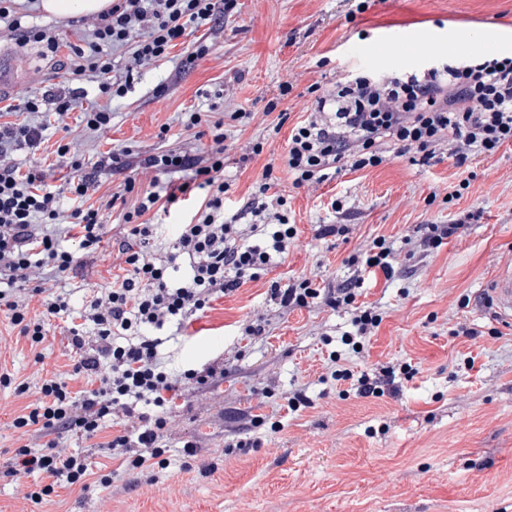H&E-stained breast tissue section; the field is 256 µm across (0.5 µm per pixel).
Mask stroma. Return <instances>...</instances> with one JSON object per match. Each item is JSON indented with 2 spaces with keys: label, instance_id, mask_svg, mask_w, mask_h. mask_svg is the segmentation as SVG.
Masks as SVG:
<instances>
[{
  "label": "stroma",
  "instance_id": "obj_1",
  "mask_svg": "<svg viewBox=\"0 0 512 512\" xmlns=\"http://www.w3.org/2000/svg\"><path fill=\"white\" fill-rule=\"evenodd\" d=\"M418 31L437 40L435 55L402 48L401 38ZM197 34L209 52L188 66L179 47L134 70L128 53L113 51V78L130 84L112 102L108 132H84L77 110L67 122L82 158L92 163L125 147L136 154L161 146L193 152L211 137L186 132L181 113L248 112L240 123L224 118L232 213L257 193L271 154L287 151L292 128L313 107L311 85L328 88L356 69L412 73L481 52L512 54V0H372L362 13L353 0H236L223 29L202 26ZM0 50L28 61L30 77L18 91L39 95L61 82L60 63L43 56L39 44L5 40ZM286 82L292 90L284 96ZM62 136L48 127L37 153L15 151V164L25 170L38 162L49 183H58L70 162L57 152ZM258 142L263 153L249 155ZM438 154L429 166L394 156L312 187H294L290 174L278 172V192L297 229L287 256L259 280L214 300L193 320L188 338L163 348L171 367L218 364L224 376L178 392L169 406L165 439L173 458L160 482L137 483L120 473L113 486L85 492L61 486L34 504L24 500L23 488L0 479V512H512V323L486 302L491 276L512 262V146L473 157L471 187L454 201L448 192L459 170L447 145ZM335 199L341 211L332 208ZM134 202L130 195L105 210L108 233L98 251L79 253L60 280L75 306L122 274L123 215ZM469 212L475 219L464 235L411 254L405 239L420 225ZM328 224L349 225L350 232L323 235ZM381 235L397 254L395 275L365 279L360 300L383 321L362 353L343 354L340 365L358 374L407 362L415 375L398 379L383 396L363 398L350 393L349 382L320 380L329 352L341 351V337L352 329L349 309L322 299L286 309L269 289L300 278L337 288L354 272L350 258ZM258 319L267 323L264 335L244 336L245 325ZM463 323L477 325L479 336L458 335ZM71 326L70 318L51 319L37 356L0 312V371L28 385L23 395L0 386V468L21 443L13 418L35 399L46 374L73 369ZM469 356L474 366H467ZM298 388L311 405L293 412L286 398ZM240 440L246 448L225 453ZM188 443L199 459L215 463L213 472L186 468Z\"/></svg>",
  "mask_w": 512,
  "mask_h": 512
}]
</instances>
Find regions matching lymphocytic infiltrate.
Returning <instances> with one entry per match:
<instances>
[{
  "label": "lymphocytic infiltrate",
  "instance_id": "f902f5d3",
  "mask_svg": "<svg viewBox=\"0 0 512 512\" xmlns=\"http://www.w3.org/2000/svg\"><path fill=\"white\" fill-rule=\"evenodd\" d=\"M232 5L233 0H112L110 9L80 30L78 43L62 63L72 88L0 105V308L34 348L44 342L49 320L62 314H78L95 331V348L88 354L82 329H70L71 346L80 352L74 371L87 376L90 388L75 392L60 377L43 380L38 397L13 421L25 442L0 476L26 486L25 498L32 503H41L62 484L88 489L90 462L62 452L59 445L67 435L94 438L114 418L126 420L128 427L107 442V449L140 481L159 482L170 465L163 432L174 393L187 383L206 384L217 373L212 365L168 370L160 351L163 337L287 255L297 230L274 191L276 167L291 173L300 188L324 182L333 171L379 167L390 149L429 164L444 143L461 168L472 156L489 157L512 145V57L505 56L451 60L402 76L358 72L339 78L332 90L316 96L310 115L292 128L287 151L264 165L258 196L229 216L224 213L230 189L224 179L225 121L207 122L201 112L183 113L181 119L187 131L209 126L211 142L201 153L161 150L139 162L145 170L181 174L180 182L162 191L140 187L115 151L102 154L90 167L72 160L68 178L58 185L47 184L41 169L23 172L13 162L15 149L41 144L42 114L61 121L78 108L83 82L97 83L109 97L124 96L125 83L111 77L114 50H125L138 67L167 58L180 44L187 46L188 59H196L209 48L195 39V31L219 24ZM0 32L19 44H42L53 55L60 50L49 31L23 24L14 0H0ZM115 173L123 176L121 193L136 198L123 215L130 226L121 249L128 271L78 312L67 292H49L45 286L72 269L76 251L99 248L106 226L101 208L89 200L102 176ZM187 203L193 206L189 222L181 225L166 258H157L152 251L156 227L146 214L167 213ZM359 282L351 277L325 297L304 278L284 289L272 286L271 294L288 309L320 298L351 307L352 330L341 342L353 348L382 322L380 313L357 304ZM33 295L43 298L41 314L29 309ZM337 360V354H330L327 377L354 380L362 397L383 395L397 375L414 373L404 363L381 365L356 377L337 368ZM36 472L45 475V482L25 485V478Z\"/></svg>",
  "mask_w": 512,
  "mask_h": 512
}]
</instances>
